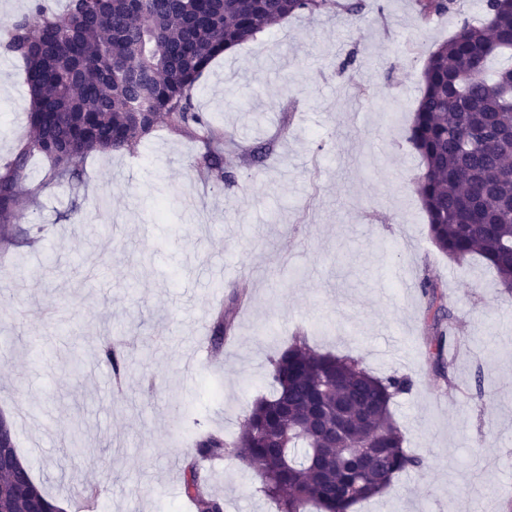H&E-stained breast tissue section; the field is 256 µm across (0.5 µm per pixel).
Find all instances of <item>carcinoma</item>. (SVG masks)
Listing matches in <instances>:
<instances>
[{
  "label": "carcinoma",
  "instance_id": "1",
  "mask_svg": "<svg viewBox=\"0 0 512 512\" xmlns=\"http://www.w3.org/2000/svg\"><path fill=\"white\" fill-rule=\"evenodd\" d=\"M424 19L453 10L454 0H415ZM336 0H68L53 12L36 0V18L14 20L0 39L4 52L23 60L29 88L28 138L0 172V243L14 245L17 212L36 203L51 184H79L85 160L102 152L134 153L156 131L209 140L195 171L218 184L227 133L193 103V91L213 59L290 16L322 14ZM485 20L462 21L431 51L421 73V93L406 141L421 165L416 191L435 246L461 262L477 254L493 266L512 294V68L490 79L486 65L512 51V0H481ZM39 154L45 179L33 185L26 168ZM423 295L434 310L430 346L435 375L446 377L442 355L447 318L437 286L424 279ZM241 302L232 293L218 311L211 344L220 352ZM115 382L127 364L121 346L100 347ZM273 395L257 399L240 437L203 432L193 443L183 493L195 512H216L224 500L207 490L206 463L226 455L255 471L279 512H350L421 461L408 455L394 420L393 397L410 388L406 377L380 379L352 358L310 350L298 337L272 361ZM376 448L377 465L361 473L352 449ZM16 466L0 473V485L22 482L46 505L17 449Z\"/></svg>",
  "mask_w": 512,
  "mask_h": 512
}]
</instances>
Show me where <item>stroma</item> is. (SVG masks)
Returning a JSON list of instances; mask_svg holds the SVG:
<instances>
[{
	"label": "stroma",
	"instance_id": "1",
	"mask_svg": "<svg viewBox=\"0 0 512 512\" xmlns=\"http://www.w3.org/2000/svg\"><path fill=\"white\" fill-rule=\"evenodd\" d=\"M480 0L423 20L414 0H361L301 14L215 58L193 92L233 132V185L213 190L192 163L198 139L161 130L137 153H97L82 184L44 189L18 212L31 242L0 251V413L46 493L70 512H190L183 493L194 435L235 439L271 395L272 358L304 333L410 390L390 410L423 464L353 512H505L512 502V296L480 256L448 260L416 193L406 129L429 51ZM0 91V166L25 134L20 59ZM286 136H278L279 126ZM269 145L263 163L245 151ZM434 282L451 317L448 379L431 370ZM243 296L222 353L211 325ZM123 341L114 395L101 339ZM224 512H277L231 456L212 472Z\"/></svg>",
	"mask_w": 512,
	"mask_h": 512
}]
</instances>
